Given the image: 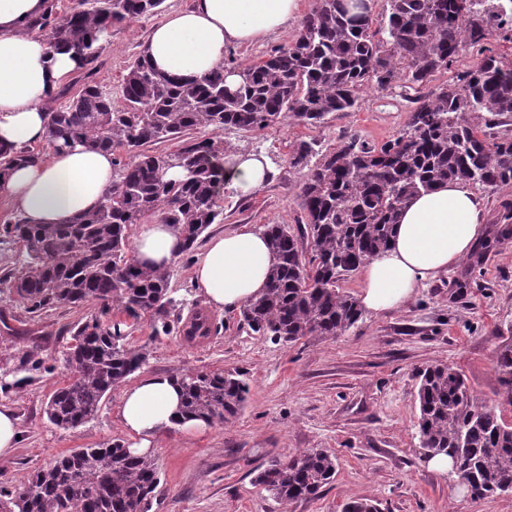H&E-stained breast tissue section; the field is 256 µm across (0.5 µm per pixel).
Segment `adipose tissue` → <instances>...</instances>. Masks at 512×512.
<instances>
[{
	"label": "adipose tissue",
	"mask_w": 512,
	"mask_h": 512,
	"mask_svg": "<svg viewBox=\"0 0 512 512\" xmlns=\"http://www.w3.org/2000/svg\"><path fill=\"white\" fill-rule=\"evenodd\" d=\"M303 0H194L152 29L142 46L159 72L193 83L224 62L228 46L262 40L294 23ZM44 0H0V143L32 146L49 139L44 101L77 68L73 53L56 50L44 36L28 33ZM113 155L77 145L11 169L0 181L28 224H70L96 209L112 188ZM265 158L241 152L224 157L221 174L241 193L268 181ZM485 203L465 183L451 181L408 200L389 248L361 268L359 303L371 313L403 307L423 282L469 259L486 235ZM184 240L178 225L154 218L141 224L134 242L136 261L164 269L179 257ZM273 256L266 236L249 224L212 235L194 262L193 282L216 309L234 311L261 296ZM181 393L169 376L151 374L122 388L118 413L136 455L149 454L171 428L190 435L208 431L206 422L181 419Z\"/></svg>",
	"instance_id": "obj_1"
}]
</instances>
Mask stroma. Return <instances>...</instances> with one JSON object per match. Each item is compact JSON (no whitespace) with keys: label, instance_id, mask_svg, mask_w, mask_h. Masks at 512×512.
<instances>
[{"label":"stroma","instance_id":"obj_1","mask_svg":"<svg viewBox=\"0 0 512 512\" xmlns=\"http://www.w3.org/2000/svg\"><path fill=\"white\" fill-rule=\"evenodd\" d=\"M192 3L165 0L161 13L113 29L95 81L118 92L148 32ZM410 109L400 86L371 87L358 110L332 113L316 128L284 122L257 132H223L226 145L265 157L273 175L248 195L224 186V222L211 225L210 233L239 224L297 227L302 174L288 164L290 144L312 139L329 152L356 135L379 145L399 134ZM192 269L183 256L171 266L175 313L184 319L208 311L211 336L190 343L175 327L155 337L145 315L132 322L127 343L147 355L142 374L232 373L248 383L249 393L235 418L204 435L172 428L158 438L151 454L160 483L150 512H341L355 499L379 503L380 512H512V494L474 500L450 476L428 467L416 400L417 371L445 363L464 374L479 402L500 407L512 421L494 362L497 347L512 337V242L488 248L477 267L463 262L426 283L404 308L365 314L334 339L292 344L254 334L240 312L209 309ZM96 312L92 302L61 304L33 318L17 296L0 293V405L15 411L22 432L13 456L0 460V488H16L24 475L71 449L126 441L119 389L103 398L95 419L72 430L56 428L44 412L68 381L63 354L72 343L71 326ZM31 356L43 360V370H29ZM309 448L326 449L338 463L319 498L282 503L255 484L256 469L269 460Z\"/></svg>","mask_w":512,"mask_h":512}]
</instances>
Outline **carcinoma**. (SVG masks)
Wrapping results in <instances>:
<instances>
[{
    "instance_id": "obj_1",
    "label": "carcinoma",
    "mask_w": 512,
    "mask_h": 512,
    "mask_svg": "<svg viewBox=\"0 0 512 512\" xmlns=\"http://www.w3.org/2000/svg\"><path fill=\"white\" fill-rule=\"evenodd\" d=\"M381 18L371 9L346 10L341 0H316L294 41L257 64H224L196 83L162 74L140 54L112 93L94 81L112 29L160 12L164 0H76L59 14L55 0L26 27L72 51L82 88L64 85L45 109L49 142L59 150L83 145L110 151L116 179L93 211L71 224H26L16 217L0 230V244L23 249L0 286L34 317L60 304L91 301L99 315L74 326L65 353L69 382L53 393L45 413L64 430L93 420L103 397L147 361L125 345L124 323L149 316L154 335L168 332L174 308L168 271L139 265L128 230L151 215L181 225L183 253L206 229L224 222L218 205L224 140L192 138L198 127L262 131L283 122L315 127L331 112L361 105V92L402 80L414 91L406 128L381 145L347 137L328 153L305 140L292 145L289 164L303 170L305 222L297 232L266 224L275 258L266 292L241 310L259 336L297 342L333 339L363 319L358 301L340 281L389 246L402 205L448 182L496 189L512 184V61L487 48L495 33L512 36V0H386ZM481 58L456 82L422 92L464 48ZM234 83H228V78ZM162 153L153 147L172 141ZM28 147L0 144V177L34 157ZM183 172L171 179L172 169ZM512 240V209L496 222L493 242ZM209 318L195 313L182 325L186 341L211 334ZM496 367L504 403L512 406V340L499 345ZM421 447L430 456L457 457L477 498L512 492V423L476 401L463 374L445 364L417 373ZM181 417L222 423L244 408L248 385L233 374L186 371L176 376ZM336 475V459L310 448L258 469L255 482L288 503L315 499ZM159 484L151 456L132 454L119 440L75 448L28 474L14 491L0 490V512H149Z\"/></svg>"
}]
</instances>
